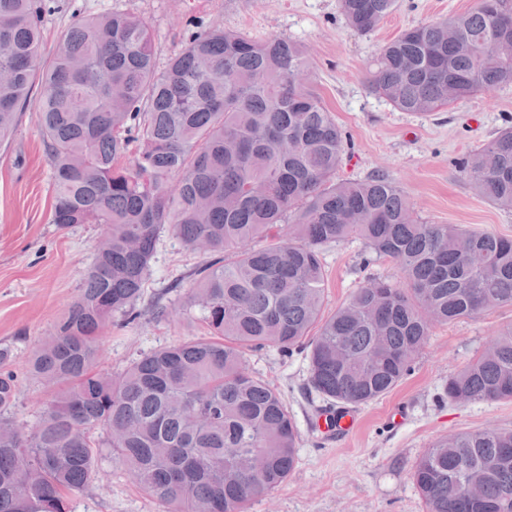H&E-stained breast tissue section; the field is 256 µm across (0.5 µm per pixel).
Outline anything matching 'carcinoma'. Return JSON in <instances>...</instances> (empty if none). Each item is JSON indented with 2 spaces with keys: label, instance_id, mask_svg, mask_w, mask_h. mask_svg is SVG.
Instances as JSON below:
<instances>
[{
  "label": "carcinoma",
  "instance_id": "cac0c4a2",
  "mask_svg": "<svg viewBox=\"0 0 512 512\" xmlns=\"http://www.w3.org/2000/svg\"><path fill=\"white\" fill-rule=\"evenodd\" d=\"M50 0H0V142L41 83L51 223L102 224L95 260L27 371L51 392L39 424L13 415L17 376L0 348V512H71L106 448L164 512H246L297 463L281 393L246 352L306 354L308 384L334 407L365 404L411 371L430 330L512 306V238L421 219L384 173L336 179L345 134L306 86V49L219 24L162 68L140 17L102 10L44 56ZM397 0H339L374 30ZM401 112H441L512 85V26L482 5L403 30L368 70ZM454 84L456 100L448 99ZM475 194L512 210V127L460 162ZM209 256L189 271L206 334L97 367L101 333L143 316L160 234ZM403 280L370 279L323 315L322 250L350 238ZM448 400L512 401V326L448 378ZM427 512H512V430L435 442L411 474Z\"/></svg>",
  "mask_w": 512,
  "mask_h": 512
}]
</instances>
